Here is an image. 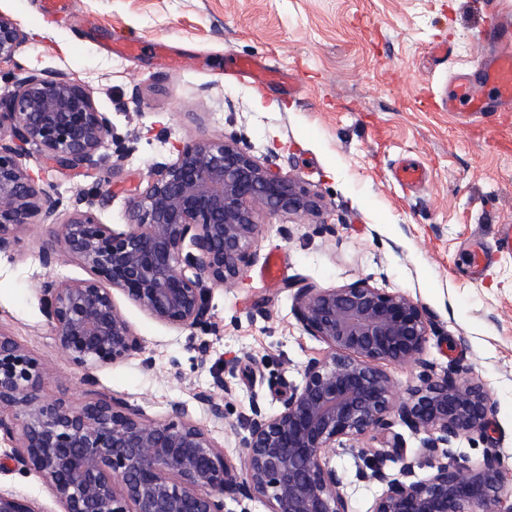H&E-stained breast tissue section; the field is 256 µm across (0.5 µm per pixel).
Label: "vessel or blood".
<instances>
[{"label":"vessel or blood","instance_id":"1","mask_svg":"<svg viewBox=\"0 0 512 512\" xmlns=\"http://www.w3.org/2000/svg\"><path fill=\"white\" fill-rule=\"evenodd\" d=\"M496 42L493 49L478 62L477 74L460 73L448 90L447 110L456 118H473L487 112L486 91H493L503 110L512 109V15H492ZM512 256V224L497 228L493 251L473 254L470 267L474 276H481L493 257Z\"/></svg>","mask_w":512,"mask_h":512}]
</instances>
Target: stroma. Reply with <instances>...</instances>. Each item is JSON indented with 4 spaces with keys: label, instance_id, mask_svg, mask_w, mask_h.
<instances>
[{
    "label": "stroma",
    "instance_id": "stroma-1",
    "mask_svg": "<svg viewBox=\"0 0 512 512\" xmlns=\"http://www.w3.org/2000/svg\"><path fill=\"white\" fill-rule=\"evenodd\" d=\"M495 5L512 12V0H75L74 14L54 23L40 0H0V13L27 35L18 61L78 80L112 122V145L98 163L109 193L94 210L99 222L126 223L135 185L200 138L236 140L323 201L316 217L260 213L253 264L236 287L207 289L206 363H198L190 331L155 321L114 291L153 360L149 370L136 356L88 376L69 363L38 286L89 272L75 261L45 268L47 227L23 233L0 254V331L46 367L42 396L80 402L105 393L155 420L183 402L241 465L245 450L230 423L255 401L277 412L307 362L326 350L295 317L288 283L334 288L363 279L420 303L431 318L425 360L439 370L464 364L491 398L486 436L461 439L458 453L477 461L494 448L512 467V257L492 260L478 278L470 269L471 250L491 247L496 225L512 223V112L466 124L441 103L452 76L472 68L489 39ZM132 37L136 52L114 54L116 41ZM438 43L453 45L452 58L435 55ZM246 59L293 74L294 93L275 83L255 89L235 72ZM21 163L52 186L63 220L92 186L56 171L34 145ZM403 164L421 168L424 183L400 185L394 170ZM274 252L285 275L271 284L260 271ZM225 370L232 394L226 423L216 424L194 395ZM356 461L343 453L332 463L344 475L350 512H372L382 489L357 480ZM0 490L38 512H61L36 473L0 470Z\"/></svg>",
    "mask_w": 512,
    "mask_h": 512
}]
</instances>
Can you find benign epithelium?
<instances>
[{"mask_svg": "<svg viewBox=\"0 0 512 512\" xmlns=\"http://www.w3.org/2000/svg\"><path fill=\"white\" fill-rule=\"evenodd\" d=\"M26 42L20 24L0 13V65L13 66L14 90L0 96V253L14 250L33 224H49L42 265L75 260L88 279L40 282L39 294L59 349L78 368L124 360L144 350L113 300L122 291L154 320L176 329L207 325L203 288L232 287L253 260L261 233L258 210L317 215L321 200L294 178L258 164L232 141L197 139L175 159L155 164L129 201L127 222L102 224L95 185L56 221L62 206L22 166L25 146L42 148L52 167L94 176L95 155L112 141V123L87 89L56 71L28 70L16 56ZM296 288L295 315L327 345L308 361L275 414L258 402L230 429L245 457L232 466L187 405L170 404L154 420L135 404L107 394L81 403L44 399L47 370L14 338L0 332V418L7 458L52 489L64 512H225L260 500L269 512H348L344 481L332 459L367 436L382 449L358 453L356 477L382 486L372 512H512V486L502 457L489 448L478 462L454 451L463 438L486 435L494 405L482 385L454 362L438 372L423 359L430 324L423 307L360 279L337 288ZM383 364L420 368L407 397L397 395ZM227 380L195 401L214 423L225 422ZM420 436L407 455L391 428ZM398 462V474L387 462ZM428 467L424 476L419 470ZM0 512H38L27 499L0 491Z\"/></svg>", "mask_w": 512, "mask_h": 512, "instance_id": "7a95c632", "label": "benign epithelium"}]
</instances>
